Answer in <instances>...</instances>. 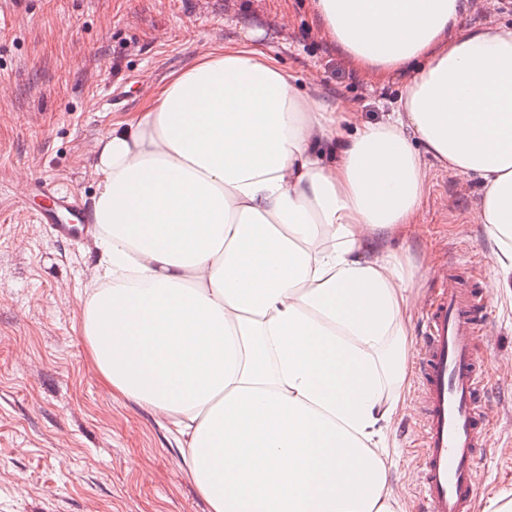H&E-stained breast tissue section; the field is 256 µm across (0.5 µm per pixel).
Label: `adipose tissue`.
Listing matches in <instances>:
<instances>
[{"label": "adipose tissue", "mask_w": 512, "mask_h": 512, "mask_svg": "<svg viewBox=\"0 0 512 512\" xmlns=\"http://www.w3.org/2000/svg\"><path fill=\"white\" fill-rule=\"evenodd\" d=\"M359 66L409 69L377 124L303 96L250 42L174 73L91 167L98 288L82 331L113 390L188 446L211 512H406L387 438L415 354L430 154L479 181L512 302V27L466 0H314ZM498 7L496 8L499 12L498 15H496L492 20V23L485 24L484 21H482L476 14H474L469 9V2H468V9H467V15L464 19V24L466 27H472V28H487V27H494L497 25H510L512 24V0H497L495 1ZM495 4V5H496ZM511 11V12H510Z\"/></svg>", "instance_id": "adipose-tissue-1"}]
</instances>
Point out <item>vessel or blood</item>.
<instances>
[{
    "label": "vessel or blood",
    "mask_w": 512,
    "mask_h": 512,
    "mask_svg": "<svg viewBox=\"0 0 512 512\" xmlns=\"http://www.w3.org/2000/svg\"><path fill=\"white\" fill-rule=\"evenodd\" d=\"M57 211L68 221L61 237L88 224V210L60 202ZM486 296L449 282L426 315V330L418 352L421 389L420 433L425 449L416 479L423 512H471L478 494L475 471L486 455L491 414L483 398V371L474 355L478 311Z\"/></svg>",
    "instance_id": "b4317fda"
}]
</instances>
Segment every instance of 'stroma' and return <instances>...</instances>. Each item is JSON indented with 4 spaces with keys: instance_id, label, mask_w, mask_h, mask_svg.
Segmentation results:
<instances>
[{
    "instance_id": "stroma-1",
    "label": "stroma",
    "mask_w": 512,
    "mask_h": 512,
    "mask_svg": "<svg viewBox=\"0 0 512 512\" xmlns=\"http://www.w3.org/2000/svg\"><path fill=\"white\" fill-rule=\"evenodd\" d=\"M297 76L303 93L331 101L357 123L381 122L407 76L376 78L352 64L321 26L313 0H0V512H209L183 448L147 407L114 392L82 332L95 287L93 232L61 239L28 189L52 181L56 196L91 203L89 167L114 121L141 111L170 74L247 32ZM421 221L431 244L391 240L433 274L412 287L432 300L446 276L482 287L493 260L473 221L479 188L425 157ZM476 354L494 411L480 491L512 486V308L488 306ZM418 400L389 434L391 480L417 512Z\"/></svg>"
}]
</instances>
